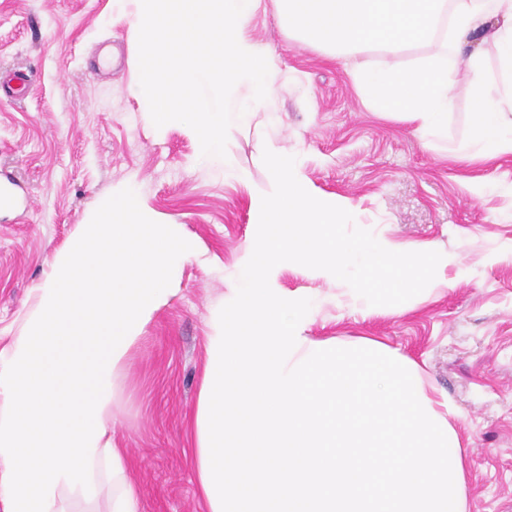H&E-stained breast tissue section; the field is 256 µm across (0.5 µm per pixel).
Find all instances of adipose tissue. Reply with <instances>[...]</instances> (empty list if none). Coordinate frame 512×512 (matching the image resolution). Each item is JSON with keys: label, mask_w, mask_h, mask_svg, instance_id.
Instances as JSON below:
<instances>
[{"label": "adipose tissue", "mask_w": 512, "mask_h": 512, "mask_svg": "<svg viewBox=\"0 0 512 512\" xmlns=\"http://www.w3.org/2000/svg\"><path fill=\"white\" fill-rule=\"evenodd\" d=\"M273 2L290 34L329 57H386L355 66V85L372 110L416 123L425 142L448 126L456 74L440 51L456 49L474 91L471 138L456 153L512 155V0ZM415 45L439 52L390 66ZM196 253L129 179L53 255L13 342L0 350V512H143L142 486L115 437L117 380Z\"/></svg>", "instance_id": "obj_1"}]
</instances>
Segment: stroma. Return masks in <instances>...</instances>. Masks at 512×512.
<instances>
[{
  "label": "stroma",
  "instance_id": "stroma-1",
  "mask_svg": "<svg viewBox=\"0 0 512 512\" xmlns=\"http://www.w3.org/2000/svg\"><path fill=\"white\" fill-rule=\"evenodd\" d=\"M113 0H0V77L30 74L23 99H0V348L14 335L47 263L114 185L135 179L146 205L173 218L198 255L123 369L115 435L135 463L145 512H201L187 453L209 322L255 239L246 186L195 162L178 122L156 130L131 93L132 50ZM249 34L280 57L276 126L258 113L233 150L266 182L267 138L299 153L321 194L347 201L375 237L437 244L458 262L403 315L366 318L337 305L345 286L284 266L278 286L321 304L308 336L367 337L414 361L447 395L468 471L467 512H512V157L461 159L470 87H451L448 127L423 144L412 123L367 107L348 64L292 39L272 0ZM486 185L473 197L470 184Z\"/></svg>",
  "mask_w": 512,
  "mask_h": 512
}]
</instances>
